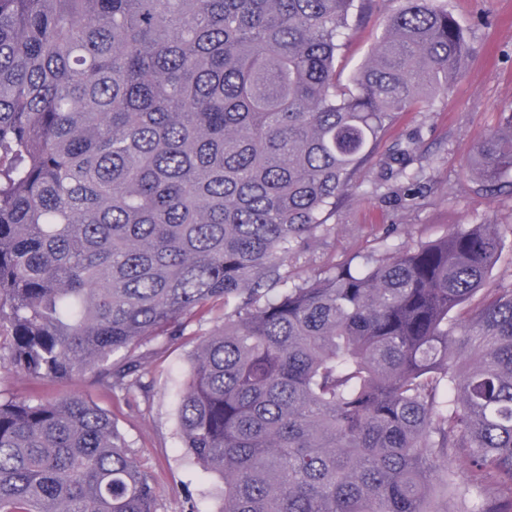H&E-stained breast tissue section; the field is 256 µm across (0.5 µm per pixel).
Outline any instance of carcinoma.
Wrapping results in <instances>:
<instances>
[{"label":"carcinoma","instance_id":"cac0c4a2","mask_svg":"<svg viewBox=\"0 0 512 512\" xmlns=\"http://www.w3.org/2000/svg\"><path fill=\"white\" fill-rule=\"evenodd\" d=\"M364 2L0 0V370L126 393L153 342L219 304L177 412L219 512H512L496 225L289 270L392 117L447 94L467 53L448 8L401 0L341 88ZM475 157L501 190L512 114ZM394 160L417 178L413 147ZM156 503L108 410L0 392V512Z\"/></svg>","mask_w":512,"mask_h":512}]
</instances>
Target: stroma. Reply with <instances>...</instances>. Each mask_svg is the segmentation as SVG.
Masks as SVG:
<instances>
[{
	"instance_id": "35a3bbf8",
	"label": "stroma",
	"mask_w": 512,
	"mask_h": 512,
	"mask_svg": "<svg viewBox=\"0 0 512 512\" xmlns=\"http://www.w3.org/2000/svg\"><path fill=\"white\" fill-rule=\"evenodd\" d=\"M469 48L460 74L434 105L395 117L372 160L354 175L353 189L340 196L333 228L298 252L289 269L295 280L315 278L331 263L378 261L390 251L443 237L460 224H495L502 234V256L489 282L512 288V191L490 195L473 169L474 146L485 133L505 127L512 111V0H446ZM396 0H372L354 23L337 61L336 78L347 83L381 36ZM415 143L424 168L423 197L410 205L404 178L393 175L381 193H369L385 172L397 146ZM224 323L221 308H209L181 321V336L145 365L142 384L115 397L90 377L58 383L31 380L20 372H0V389L53 398L78 394L111 411L133 457L154 479L157 512H218L224 483L205 473L184 453L177 410L196 342Z\"/></svg>"
}]
</instances>
